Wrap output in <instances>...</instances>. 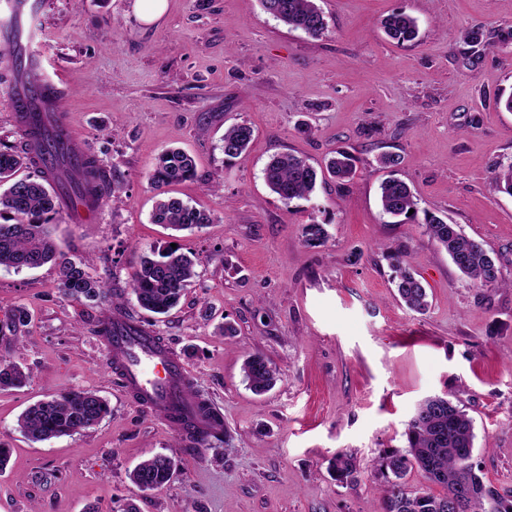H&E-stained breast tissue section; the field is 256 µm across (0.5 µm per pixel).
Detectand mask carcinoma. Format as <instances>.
<instances>
[{"instance_id": "1", "label": "carcinoma", "mask_w": 512, "mask_h": 512, "mask_svg": "<svg viewBox=\"0 0 512 512\" xmlns=\"http://www.w3.org/2000/svg\"><path fill=\"white\" fill-rule=\"evenodd\" d=\"M264 12L274 11L276 19L292 30L319 36L326 21L315 0H260ZM387 36L399 43L411 42L418 35L413 18L394 13L383 23ZM254 138V129L236 124L224 130L220 149L224 156L235 159L244 156ZM79 151L73 142L57 154L56 168L49 175L39 170L37 178L15 179L22 167L37 166L29 148L0 149V268L35 269L56 259V247L49 231L60 212L62 192L76 197L84 194L103 207L110 198L111 184L100 161L86 157L82 177L69 168L67 154ZM379 165L391 172L379 185L383 212L394 219L413 218L409 210L418 209V202L406 182L393 175L401 156L384 153ZM328 173L342 182L354 175L353 159L344 151L336 152L327 164ZM193 159L180 149H167L149 175L157 190V200L151 215L152 223L165 224L174 230L199 228L211 222V217L182 198L170 193L168 187L194 179ZM318 173L307 160L291 153L272 157L264 168V180L281 200L290 203L307 199L315 189ZM494 187L512 195V164L501 168L492 178ZM424 233L446 250L453 265L475 288L502 284L496 260L483 243L463 235L457 225L425 213ZM305 242L318 247L326 242L323 225L314 222L303 228ZM58 288L74 300L85 298L108 302L111 294L105 284L94 278L86 263L62 259L58 262ZM198 260L173 248L158 257L141 259L130 281L131 294L139 307L153 313H165L179 301L184 288L195 278ZM397 291L407 308L422 313L428 308L423 283L411 271L399 254L393 256ZM31 314L23 307L13 309L0 320V335L12 336L27 329ZM244 379L257 394L270 390L276 380V368L260 353L250 354L243 363ZM29 373L17 363L0 358V389L19 388ZM110 413L106 400L90 390L49 395L28 406L18 417L17 426L30 440L41 442L68 436L88 429ZM406 446L388 448L379 456L377 478L382 486L383 512H448V501L455 502L454 512H512V492H500L486 483L479 465L473 459L474 426L472 419L447 396L425 398L418 406L405 432ZM194 446L211 447L229 444L231 433L223 427L201 437L192 436ZM422 471L429 483L443 489L435 494L431 488L410 490L405 477L412 469ZM336 481L347 484L355 479L354 457L338 454L331 462ZM175 462L164 455H154L141 461L130 473L139 489L156 490L170 482Z\"/></svg>"}]
</instances>
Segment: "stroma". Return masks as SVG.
Returning a JSON list of instances; mask_svg holds the SVG:
<instances>
[{"mask_svg": "<svg viewBox=\"0 0 512 512\" xmlns=\"http://www.w3.org/2000/svg\"><path fill=\"white\" fill-rule=\"evenodd\" d=\"M134 3L42 0L27 43L61 91L73 142L120 187L91 223L61 211L53 237L61 258L88 261L119 292L152 252L173 244L199 259L169 313L131 296L123 310L173 347L233 440L188 449L126 394L94 332L106 305L65 296L54 264L0 268V319L18 306L32 315L27 331L0 336V354L30 373L0 389V445L11 450L0 512H380V453L404 447L418 403L444 393L474 422L485 481L512 490V195L492 185L512 161V0H317L327 22L317 37L259 0H166L152 23ZM397 11L416 20L414 41L385 34ZM242 123L251 149L225 159L224 131ZM169 147L198 174L173 194L210 224L151 222L148 175ZM339 150L354 160L350 182L326 179L290 203L265 183L273 154L319 168ZM384 152L402 156L397 175L419 200L405 224L381 209ZM426 210L483 242L503 286L472 287L425 235ZM314 221L329 236L319 247L302 237ZM397 252L427 290L425 313L398 297ZM227 322L236 336L222 333ZM252 353L279 372L261 395L242 376ZM81 389L109 403L98 424L43 442L17 428L29 405ZM158 453L175 460L174 476L140 491L129 474ZM339 453L356 459L352 485L329 470Z\"/></svg>", "mask_w": 512, "mask_h": 512, "instance_id": "35a3bbf8", "label": "stroma"}]
</instances>
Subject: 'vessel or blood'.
Segmentation results:
<instances>
[{"mask_svg": "<svg viewBox=\"0 0 512 512\" xmlns=\"http://www.w3.org/2000/svg\"><path fill=\"white\" fill-rule=\"evenodd\" d=\"M45 83L23 80L11 99V108L24 115L37 103ZM124 389L170 423L205 432L211 420L201 412L192 380L177 353L136 319H116L112 337L105 342Z\"/></svg>", "mask_w": 512, "mask_h": 512, "instance_id": "vessel-or-blood-1", "label": "vessel or blood"}]
</instances>
